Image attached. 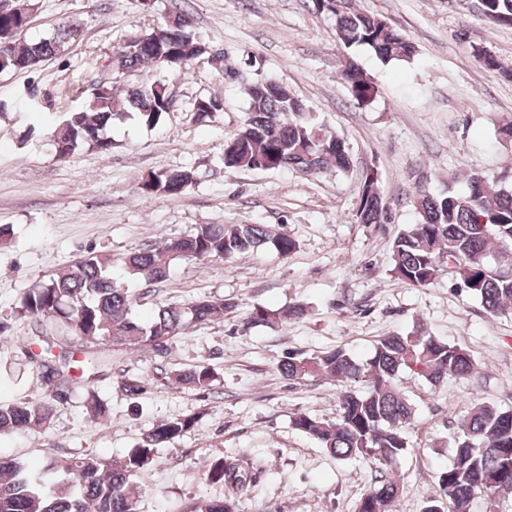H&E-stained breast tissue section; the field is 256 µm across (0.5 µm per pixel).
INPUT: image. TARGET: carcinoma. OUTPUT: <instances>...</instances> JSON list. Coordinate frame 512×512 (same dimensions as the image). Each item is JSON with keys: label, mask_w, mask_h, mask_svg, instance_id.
Returning <instances> with one entry per match:
<instances>
[{"label": "carcinoma", "mask_w": 512, "mask_h": 512, "mask_svg": "<svg viewBox=\"0 0 512 512\" xmlns=\"http://www.w3.org/2000/svg\"><path fill=\"white\" fill-rule=\"evenodd\" d=\"M312 10L335 20L336 36L347 47H362L382 64L410 62L414 44L391 28L381 17L356 8L355 0H309ZM483 15L502 26H512V0H482ZM30 22V14L0 12V70L30 71L58 55L64 45L75 41L80 30L62 25L50 39L17 41ZM191 21L183 13L168 17L161 25L141 34L115 50L119 69L155 65L178 71L209 53L207 45L190 31ZM482 66L512 78V67L478 48ZM340 78L347 84L357 106L371 103L378 88L374 80L348 58ZM249 109L238 132L224 144V167L254 170L264 163L268 170L289 169L311 176L335 170L347 174L351 155L336 132L317 124L301 109L298 98L273 79H261L247 87ZM171 101L165 84L154 81L128 90L118 97L111 85L93 89L79 108L69 109L54 121L51 132L58 157L92 145L101 151L112 148L106 129L116 118L132 114L148 127L160 123ZM221 108L217 97L195 103L196 121L205 122ZM191 169L151 173L140 178L137 192L143 197L157 194L178 196L194 182ZM418 221L398 233L391 244V274L407 285L427 287L442 272H448L493 314L512 311V191L491 190L484 177L472 173L464 193L448 191L415 195ZM390 208L384 201L380 181L362 179L356 219L361 224H386ZM272 244L288 257L297 242L285 233L270 234L264 224H200L191 235L146 244L117 258L130 276L148 283L167 277L178 261L230 260ZM136 297L112 273V260L92 252L63 272L30 288L19 300L17 313L48 317L72 328L86 347L110 352L114 347L171 353L184 330L224 315L232 305L220 296L200 297L188 304L161 306L152 321L143 323L132 315ZM302 304L270 310L257 306L249 322L282 324L301 318ZM44 378L55 384L58 398L73 382L69 372L52 361H41ZM476 362L459 345L435 336L416 333L381 336L363 362L347 350L336 348L313 354L289 353L279 364L290 380L321 378L342 383L336 420L305 413L296 414L295 430L319 444L337 460L370 459L377 463L373 483L359 500L357 512H390L399 493L398 482L387 464L403 456L408 448L405 429L415 420V405L400 392L401 372H410L432 386L450 378L466 377ZM216 380L207 362L183 370H172L168 382L207 389ZM131 397L148 390L139 377L122 381ZM53 405L48 399L0 404V433L43 429L50 425ZM197 414L160 420L123 458L104 460L97 455L78 457L65 466L68 479L52 480L55 464L33 470L17 460L0 459V512H138L132 492L135 478L147 472L157 450L189 432ZM253 463L220 457L209 466L207 479L224 485L228 495L203 498L191 512H235L236 502L249 485ZM512 486V411L491 402L474 404L455 440L453 459L438 476L439 497L427 501L423 512H472L478 494L491 510L496 490L485 485L487 478Z\"/></svg>", "instance_id": "cac0c4a2"}]
</instances>
